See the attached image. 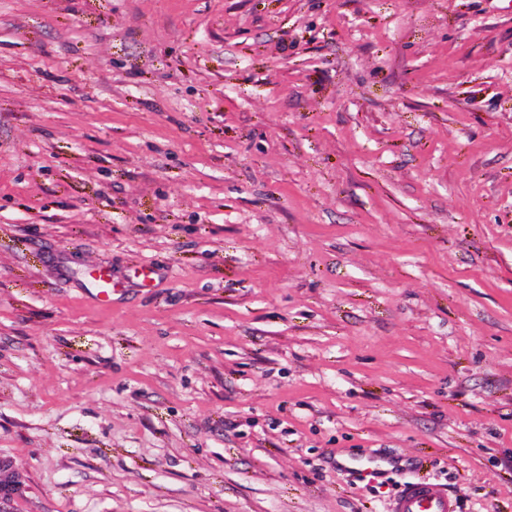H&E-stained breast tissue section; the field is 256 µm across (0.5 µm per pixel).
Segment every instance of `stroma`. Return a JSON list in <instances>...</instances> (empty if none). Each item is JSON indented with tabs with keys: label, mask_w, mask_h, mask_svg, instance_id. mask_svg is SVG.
Wrapping results in <instances>:
<instances>
[{
	"label": "stroma",
	"mask_w": 512,
	"mask_h": 512,
	"mask_svg": "<svg viewBox=\"0 0 512 512\" xmlns=\"http://www.w3.org/2000/svg\"><path fill=\"white\" fill-rule=\"evenodd\" d=\"M0 463V512H512V0H0ZM387 509L388 512H457L448 491L424 480L407 483Z\"/></svg>",
	"instance_id": "obj_1"
}]
</instances>
